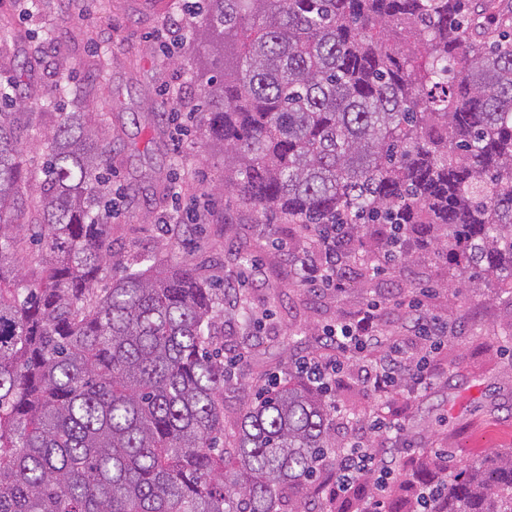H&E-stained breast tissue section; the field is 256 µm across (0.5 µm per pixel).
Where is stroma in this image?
<instances>
[{"instance_id": "1", "label": "stroma", "mask_w": 512, "mask_h": 512, "mask_svg": "<svg viewBox=\"0 0 512 512\" xmlns=\"http://www.w3.org/2000/svg\"><path fill=\"white\" fill-rule=\"evenodd\" d=\"M189 0H112L111 16H103L102 0H42L38 11L12 12L9 0L0 10L11 12L22 35L14 49L25 60L36 49L52 58L49 37L68 47L72 80L84 83V67L95 46L112 49L107 92L91 98L89 111L99 113L114 136L112 196L118 210L112 218V253L124 263L188 262L208 282L225 286L224 345L245 347L243 365L249 389L224 390V412L234 417L257 386L273 375L295 370L294 361L314 352L324 328L347 318L361 305L386 296L382 277L371 282L352 279L343 291L313 292L300 287L286 252L305 235L296 224H260L254 211L220 194H206L224 181V149L203 145L199 132L177 134L161 121L176 101L164 87L180 89L185 100L196 96L194 71L216 69L205 52L198 25L182 28ZM192 217L171 224L173 208ZM258 259L261 290H232L237 256ZM433 286L429 305L436 315L449 316L458 327L436 356L442 373L432 377L418 396L384 398L361 388L353 375L337 387V403H362L389 409L402 422L410 446L398 459L405 472L419 468L423 453L445 448L453 470L479 463L489 452L512 449V294L495 283L477 291L460 288L448 273L445 259L422 254L398 272L396 287ZM266 313L260 332L244 324L239 308Z\"/></svg>"}]
</instances>
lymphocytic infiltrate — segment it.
<instances>
[{
    "label": "lymphocytic infiltrate",
    "instance_id": "obj_1",
    "mask_svg": "<svg viewBox=\"0 0 512 512\" xmlns=\"http://www.w3.org/2000/svg\"><path fill=\"white\" fill-rule=\"evenodd\" d=\"M315 247L297 253L293 262L311 288L343 289L349 279L344 244L336 228L316 230ZM428 290L397 304L399 326L387 327V308L381 302L359 308L351 321L328 327L320 338L323 351L303 358L298 369L314 386L332 391L348 368H356L364 387L387 396L399 390L416 393L433 371L437 350L448 339L447 320L434 315L426 300ZM351 437L337 449L328 478V496L353 503V512H382L395 484L410 496L411 512H427L441 502L439 477L448 471V456L434 450L435 476L397 478V458L405 447L404 428L381 410L367 417L347 419Z\"/></svg>",
    "mask_w": 512,
    "mask_h": 512
}]
</instances>
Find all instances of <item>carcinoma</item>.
Wrapping results in <instances>:
<instances>
[{"label":"carcinoma","mask_w":512,"mask_h":512,"mask_svg":"<svg viewBox=\"0 0 512 512\" xmlns=\"http://www.w3.org/2000/svg\"><path fill=\"white\" fill-rule=\"evenodd\" d=\"M197 74L205 141L224 146L221 191L260 224H347L360 241L430 252L476 290L512 294V0H201ZM13 34L0 18V70ZM95 85L56 60L50 94L0 82V258L36 266L18 287L0 262V512H306L332 463L329 396L274 380L244 403L226 446L224 347L208 282L187 263L112 264L102 173L112 140L82 109ZM42 176L22 153L32 100ZM441 512H512V451L448 480Z\"/></svg>","instance_id":"cac0c4a2"}]
</instances>
